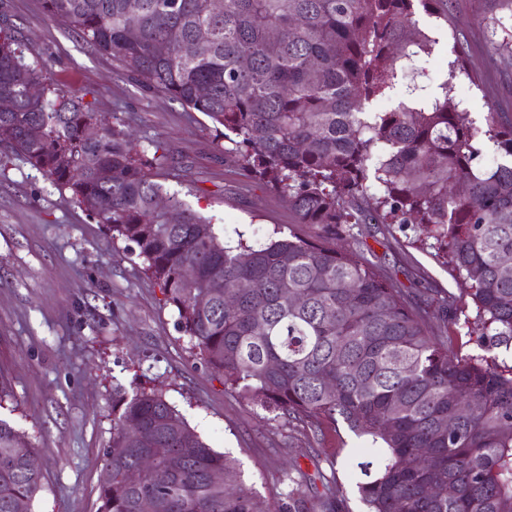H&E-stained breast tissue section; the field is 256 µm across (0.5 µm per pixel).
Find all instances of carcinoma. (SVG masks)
Segmentation results:
<instances>
[{"label": "carcinoma", "mask_w": 512, "mask_h": 512, "mask_svg": "<svg viewBox=\"0 0 512 512\" xmlns=\"http://www.w3.org/2000/svg\"><path fill=\"white\" fill-rule=\"evenodd\" d=\"M137 2L42 0L48 17L139 84L223 126L224 161L282 196L315 238L277 228L258 244L222 240L157 181L164 148L148 155L48 83L5 16L0 97L12 108L0 110V144L143 260L178 329L230 391L314 435L342 424L365 439L343 460L364 512H512V364L458 355L360 248L364 224L422 232L468 282L486 348L512 347V122L492 108L477 126L413 77L397 107L366 111L429 48L415 4L448 22V0ZM449 72L477 83L460 55ZM35 81L36 98L26 93ZM30 126L38 139L26 138ZM485 140L497 150L489 165L479 163ZM109 447L98 512H142L145 501L152 512H270L235 460L153 389L116 395ZM33 452L0 419V512L43 491L27 466ZM306 483L288 468L278 512L346 507L338 479L315 501Z\"/></svg>", "instance_id": "obj_1"}]
</instances>
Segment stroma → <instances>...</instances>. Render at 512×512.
<instances>
[{
    "instance_id": "obj_1",
    "label": "stroma",
    "mask_w": 512,
    "mask_h": 512,
    "mask_svg": "<svg viewBox=\"0 0 512 512\" xmlns=\"http://www.w3.org/2000/svg\"><path fill=\"white\" fill-rule=\"evenodd\" d=\"M449 21L417 9L430 39L413 65L419 82L449 94L483 123L489 104L512 115V0H448ZM26 62L42 66L55 87L79 97L112 123L131 126L141 145L161 144L170 162L162 184L234 242H262L274 229L305 238L287 202L225 163L211 119L131 79L116 59L86 46L41 0H0ZM465 50L481 74L474 85L450 78ZM369 259L438 314L451 295L469 305L467 285L433 250L414 245L412 230L366 224ZM175 307L144 272L137 255L113 241L96 219L19 155L0 147V418L20 429L36 452L44 490L32 512H97L104 453L112 437V391L141 385L162 392L215 451L236 459L245 483L277 512L289 462L311 479L317 499L340 445L360 447L346 428L312 436L297 422H263L264 412L224 388L188 336Z\"/></svg>"
}]
</instances>
